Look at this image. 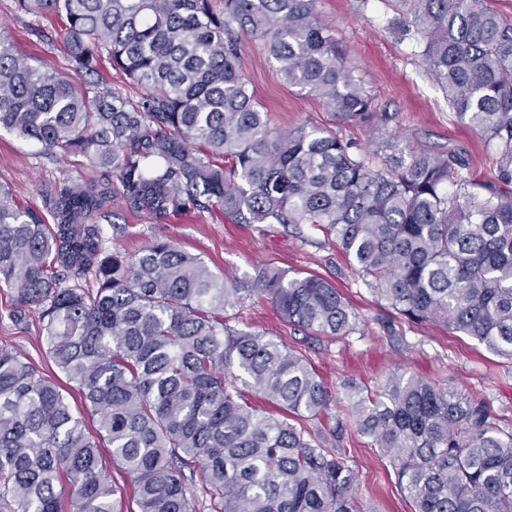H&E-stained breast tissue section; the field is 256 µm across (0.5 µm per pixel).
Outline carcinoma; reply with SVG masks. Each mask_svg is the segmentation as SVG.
<instances>
[{
    "mask_svg": "<svg viewBox=\"0 0 512 512\" xmlns=\"http://www.w3.org/2000/svg\"><path fill=\"white\" fill-rule=\"evenodd\" d=\"M398 2L448 107L495 148L500 182L469 190L451 150L272 130L242 71L245 36L335 120L369 132L393 120L317 0H16L65 18L74 71L105 58L139 96L92 95L0 42V129L112 173L56 186L51 224L0 185L10 319L39 309L47 358L97 416L91 433L68 392L0 345V512H122L106 448L137 512H359L349 425L390 455L412 512H512V426L485 401L393 372L377 390L343 384L348 421L309 427L331 388L303 354L226 316L258 293L299 331L348 336L355 314L330 281L265 268L228 281L163 240L133 258L99 224L119 203L157 223L216 204L234 224H307L400 317L512 360V16L493 0Z\"/></svg>",
    "mask_w": 512,
    "mask_h": 512,
    "instance_id": "obj_1",
    "label": "carcinoma"
}]
</instances>
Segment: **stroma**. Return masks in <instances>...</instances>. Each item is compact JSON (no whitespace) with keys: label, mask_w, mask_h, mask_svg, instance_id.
Masks as SVG:
<instances>
[{"label":"stroma","mask_w":512,"mask_h":512,"mask_svg":"<svg viewBox=\"0 0 512 512\" xmlns=\"http://www.w3.org/2000/svg\"><path fill=\"white\" fill-rule=\"evenodd\" d=\"M317 9L347 46L348 65L361 85L380 106L394 113L389 134L403 144L422 142L464 154L470 163L466 176L471 182L495 179L493 146L457 120L440 88L428 77L416 40L395 30L394 0H319ZM28 22V16L17 11L15 0H0V39L8 40L16 53L31 63L71 74L77 85L93 91L120 89L128 96L137 95V88L113 70L109 61H102L94 75L71 73L60 41L63 18H40L36 33L30 31ZM242 68L272 129L286 131L311 123L366 147L378 141V134L334 121L314 96L288 86L263 42L244 39ZM103 176L102 170L82 158L45 156L38 143L0 129V183L12 189L22 207L48 213L47 194L55 184ZM105 235L111 249L132 257L155 240L169 241L200 256L220 277L230 273L247 279L257 267L269 266L289 274L326 278L359 318L358 329L351 335L309 336L294 330L257 294L229 308L231 324L298 350L329 385L349 378L377 387L400 367L442 389L485 399L512 422V361L439 324L401 319L363 284L339 249L309 225L295 230L278 224H233L215 206L179 210L165 223L155 224L146 213L118 206ZM15 300L13 290L0 287V343L16 347L43 371H50L37 320L21 329L8 317ZM343 445L349 448L358 472L355 495L361 512H411L388 456L352 429L347 430Z\"/></svg>","instance_id":"stroma-1"}]
</instances>
